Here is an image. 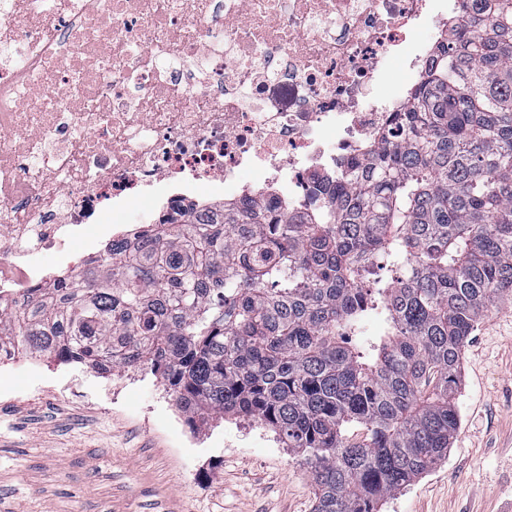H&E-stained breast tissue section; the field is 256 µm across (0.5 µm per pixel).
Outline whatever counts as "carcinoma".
I'll list each match as a JSON object with an SVG mask.
<instances>
[{"instance_id":"1","label":"carcinoma","mask_w":512,"mask_h":512,"mask_svg":"<svg viewBox=\"0 0 512 512\" xmlns=\"http://www.w3.org/2000/svg\"><path fill=\"white\" fill-rule=\"evenodd\" d=\"M310 183L295 210H179L112 244L10 342L148 369L192 422L249 417L300 454L312 512H378L447 455L464 348L512 294V0H477L377 146Z\"/></svg>"}]
</instances>
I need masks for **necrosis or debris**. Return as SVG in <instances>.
Here are the masks:
<instances>
[{"mask_svg": "<svg viewBox=\"0 0 512 512\" xmlns=\"http://www.w3.org/2000/svg\"><path fill=\"white\" fill-rule=\"evenodd\" d=\"M465 0H0V315L145 238L160 205L362 158ZM259 177L241 182L240 169ZM111 212L108 224L92 218Z\"/></svg>", "mask_w": 512, "mask_h": 512, "instance_id": "necrosis-or-debris-1", "label": "necrosis or debris"}]
</instances>
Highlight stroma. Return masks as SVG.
<instances>
[{"label": "stroma", "instance_id": "obj_1", "mask_svg": "<svg viewBox=\"0 0 512 512\" xmlns=\"http://www.w3.org/2000/svg\"><path fill=\"white\" fill-rule=\"evenodd\" d=\"M0 371V512H311L302 458L263 425H187L149 370L55 356ZM445 458L379 512H512V296L472 333Z\"/></svg>", "mask_w": 512, "mask_h": 512}]
</instances>
